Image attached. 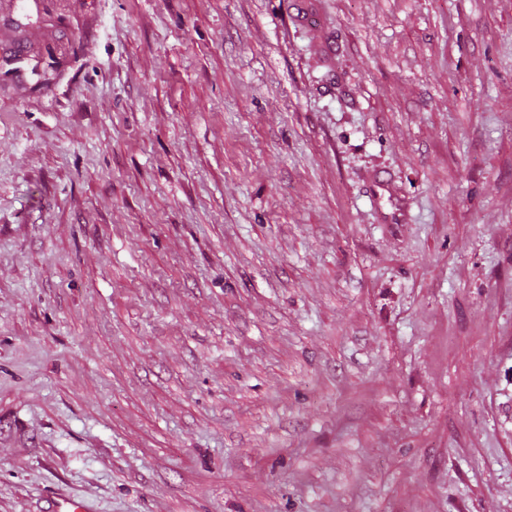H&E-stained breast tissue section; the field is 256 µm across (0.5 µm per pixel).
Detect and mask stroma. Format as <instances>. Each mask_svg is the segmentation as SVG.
<instances>
[{"label": "stroma", "mask_w": 512, "mask_h": 512, "mask_svg": "<svg viewBox=\"0 0 512 512\" xmlns=\"http://www.w3.org/2000/svg\"><path fill=\"white\" fill-rule=\"evenodd\" d=\"M512 512V0H0V512Z\"/></svg>", "instance_id": "1"}]
</instances>
